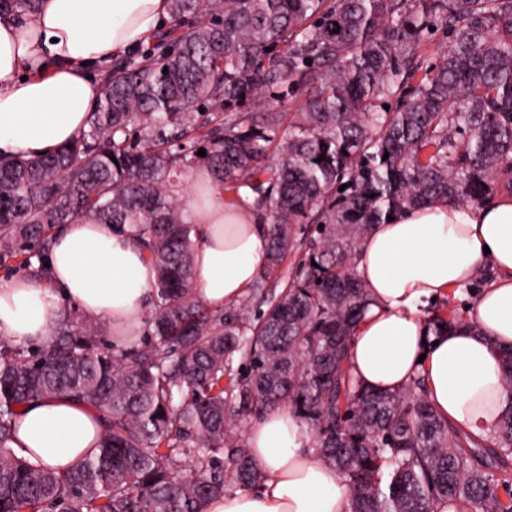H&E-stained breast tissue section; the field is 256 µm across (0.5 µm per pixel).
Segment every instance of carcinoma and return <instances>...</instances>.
<instances>
[{
    "mask_svg": "<svg viewBox=\"0 0 512 512\" xmlns=\"http://www.w3.org/2000/svg\"><path fill=\"white\" fill-rule=\"evenodd\" d=\"M169 13L155 47L112 65L87 131L37 159L0 157V264L28 251L46 276L51 230L83 217L131 231L156 271L137 347L78 319L34 350L0 337V512H207L226 471L243 489L264 479L236 429L280 406L346 478L351 512H434L443 498L512 512V404L471 447L422 379L374 391L347 366L372 225L512 189V0H169ZM432 27L449 42L427 66ZM263 90L276 104L258 112ZM200 169L221 193L249 189L268 232L252 315L195 297L178 195ZM294 253L283 288H266ZM58 395L101 419L71 471L11 447L14 407Z\"/></svg>",
    "mask_w": 512,
    "mask_h": 512,
    "instance_id": "obj_1",
    "label": "carcinoma"
}]
</instances>
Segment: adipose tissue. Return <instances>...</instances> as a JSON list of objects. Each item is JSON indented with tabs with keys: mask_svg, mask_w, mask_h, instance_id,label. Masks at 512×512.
Returning <instances> with one entry per match:
<instances>
[{
	"mask_svg": "<svg viewBox=\"0 0 512 512\" xmlns=\"http://www.w3.org/2000/svg\"><path fill=\"white\" fill-rule=\"evenodd\" d=\"M168 17L169 0H38L24 18L1 15L0 154L41 157L86 131L102 67L153 42ZM252 201L245 188L221 200L200 172L185 217L194 226L193 285L202 304L237 302L267 264L268 235ZM47 260V282L0 280V334L49 343L68 305L118 332L143 320L155 271L130 234L77 220L59 229ZM485 265L495 277L471 320L434 332L422 307ZM357 273L370 305L349 343L352 376L390 392L422 377L443 420L488 439L512 404L503 365L512 349V194L477 207L437 201L373 225L360 242ZM100 434L95 412L58 396L22 410L12 447L32 463L66 470ZM247 442L262 485L215 498L207 512H350L345 478L317 456L291 410L263 414Z\"/></svg>",
	"mask_w": 512,
	"mask_h": 512,
	"instance_id": "1",
	"label": "adipose tissue"
}]
</instances>
